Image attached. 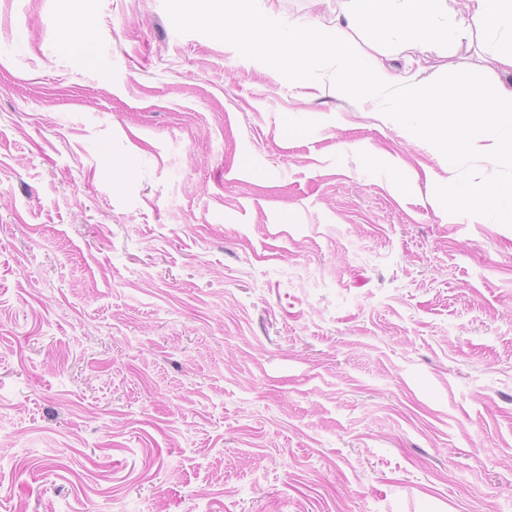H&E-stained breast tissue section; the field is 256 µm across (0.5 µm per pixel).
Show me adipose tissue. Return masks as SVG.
<instances>
[{
	"label": "adipose tissue",
	"instance_id": "obj_1",
	"mask_svg": "<svg viewBox=\"0 0 512 512\" xmlns=\"http://www.w3.org/2000/svg\"><path fill=\"white\" fill-rule=\"evenodd\" d=\"M226 2L236 23L220 33L237 49H272L292 70L315 69L333 61L338 87L369 100L386 96V111L418 135L457 153L490 147L512 157V0H468L462 16L449 0H342L333 28L325 32L314 19L281 25L265 13L264 0ZM369 28L378 30L385 44L432 38L450 53L481 35L493 54L498 89L469 103L463 135L449 139L448 122L462 109L449 99L447 87L422 74L397 82L393 68L348 50L345 33Z\"/></svg>",
	"mask_w": 512,
	"mask_h": 512
}]
</instances>
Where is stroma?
<instances>
[{
  "label": "stroma",
  "instance_id": "obj_1",
  "mask_svg": "<svg viewBox=\"0 0 512 512\" xmlns=\"http://www.w3.org/2000/svg\"><path fill=\"white\" fill-rule=\"evenodd\" d=\"M224 13L0 0V512H512V162ZM459 197L467 200L480 199L484 210L496 219L507 215L512 218V186L509 189L483 192L480 188L464 187L458 190Z\"/></svg>",
  "mask_w": 512,
  "mask_h": 512
}]
</instances>
